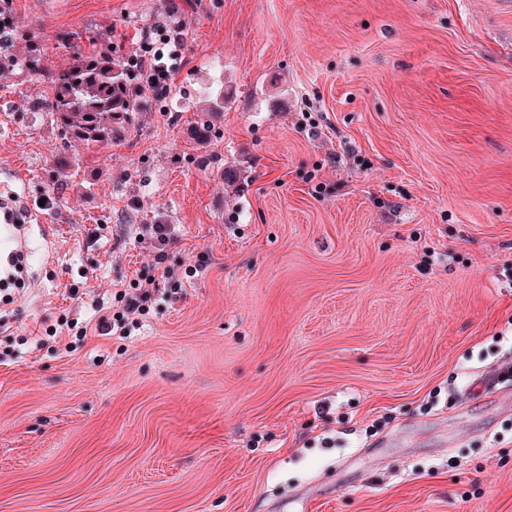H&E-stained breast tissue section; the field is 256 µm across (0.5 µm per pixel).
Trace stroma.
<instances>
[{
	"label": "stroma",
	"mask_w": 512,
	"mask_h": 512,
	"mask_svg": "<svg viewBox=\"0 0 512 512\" xmlns=\"http://www.w3.org/2000/svg\"><path fill=\"white\" fill-rule=\"evenodd\" d=\"M3 17L0 174L32 217L0 304V512H512V412L480 385L512 364V0ZM171 24L163 103L142 87L122 138L65 147L40 105L72 46L126 59ZM166 268L182 294L161 279L127 337H77ZM7 264L9 272L4 276L2 284L7 287L24 288L26 284L25 266L23 265V257L20 253L16 252L8 255Z\"/></svg>",
	"instance_id": "obj_1"
}]
</instances>
